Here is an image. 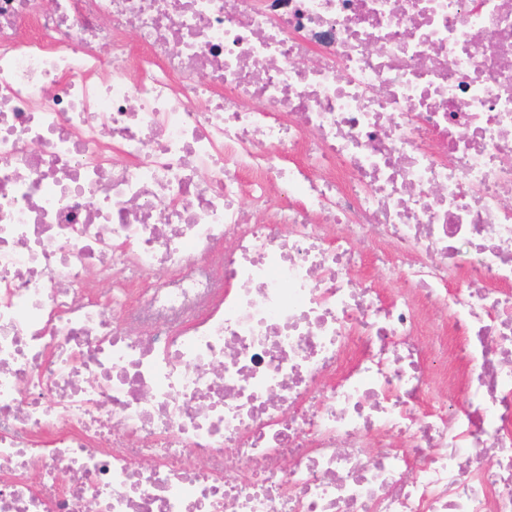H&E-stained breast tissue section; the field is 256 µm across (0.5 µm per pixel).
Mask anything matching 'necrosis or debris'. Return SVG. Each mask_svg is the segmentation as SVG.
<instances>
[{
	"label": "necrosis or debris",
	"mask_w": 512,
	"mask_h": 512,
	"mask_svg": "<svg viewBox=\"0 0 512 512\" xmlns=\"http://www.w3.org/2000/svg\"><path fill=\"white\" fill-rule=\"evenodd\" d=\"M0 512H512V0H0Z\"/></svg>",
	"instance_id": "necrosis-or-debris-1"
}]
</instances>
